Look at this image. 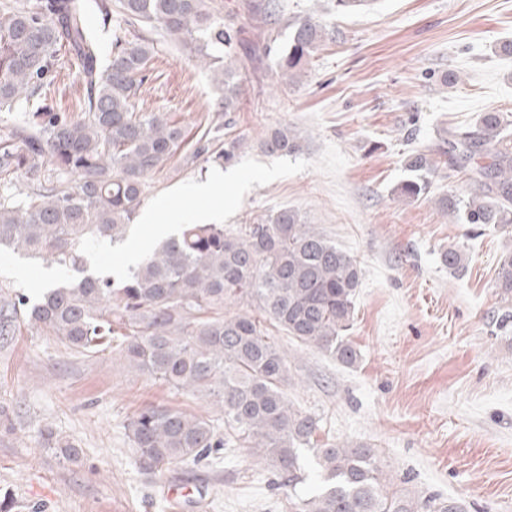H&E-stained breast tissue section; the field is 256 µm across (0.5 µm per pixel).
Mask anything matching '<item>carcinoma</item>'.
<instances>
[{"instance_id": "obj_1", "label": "carcinoma", "mask_w": 512, "mask_h": 512, "mask_svg": "<svg viewBox=\"0 0 512 512\" xmlns=\"http://www.w3.org/2000/svg\"><path fill=\"white\" fill-rule=\"evenodd\" d=\"M243 9L268 27L280 20L282 4L245 0ZM142 23L204 68L215 88L209 132L194 142L164 110L138 108L155 51L153 38L130 34ZM108 27L112 59L104 63L99 33ZM244 33L240 14L218 0H0V112L22 114L0 127V250L72 273L34 299L1 295L0 335L22 322L85 356L110 349L135 371L219 408V419L162 404L139 409L125 430L151 473L245 444L288 477L290 512H461L453 501L389 491L373 448L318 443L320 418L288 400V361L272 331L346 365L358 359L345 333L362 270L299 211L280 208L257 224L227 229L182 224L123 272L92 267L91 246L127 239L147 180L178 151L187 164L205 155L228 165L239 158L243 140L224 137V117L238 110L243 74L261 62L259 50H272ZM325 38L312 14L293 24L276 75L300 83ZM62 66L80 80L76 115L47 108ZM502 132L500 114L485 112L475 129L449 133L459 166L483 192L465 202L439 198L446 215L464 224H512V145ZM258 146L279 156L301 150L288 126L268 131ZM430 166L421 151L405 162L413 173ZM18 173L26 178L21 201L12 192ZM426 189L425 181L408 179L400 195L417 198ZM441 260L456 271L465 254L450 246ZM496 288L512 302L510 251L498 261ZM233 304L244 309L227 311ZM43 439L58 460H80L76 442L49 429ZM308 453L317 484L300 490Z\"/></svg>"}]
</instances>
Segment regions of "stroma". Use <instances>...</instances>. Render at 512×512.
<instances>
[{
    "label": "stroma",
    "mask_w": 512,
    "mask_h": 512,
    "mask_svg": "<svg viewBox=\"0 0 512 512\" xmlns=\"http://www.w3.org/2000/svg\"><path fill=\"white\" fill-rule=\"evenodd\" d=\"M276 29L315 14L327 38L301 84L274 70L247 74L228 135L243 138L237 162L173 160L149 179L142 212L197 220L212 200L185 192L224 171V225L255 224L298 209L354 257L363 272L348 338L354 365L279 336L288 357L285 392L321 419L320 439L369 445L391 489L433 494L466 512H512V333H498L494 286L512 231H473L437 200L480 185L448 154V133L500 113L512 136V0H373L343 14L330 0H282ZM139 106L164 107L190 139L207 127L215 91L182 51L158 42ZM295 128L293 156H268L257 142ZM426 152L428 192L400 197L406 157ZM466 255L448 270L442 251ZM46 268L0 253V286L35 297ZM163 403L218 417L216 406L129 371L112 353L88 357L22 325L0 337V501L10 512H170L167 487L187 488L184 512H288L284 477L252 449L225 448L197 464L142 470L125 425ZM75 441L78 463L59 462L43 428Z\"/></svg>",
    "instance_id": "obj_1"
}]
</instances>
